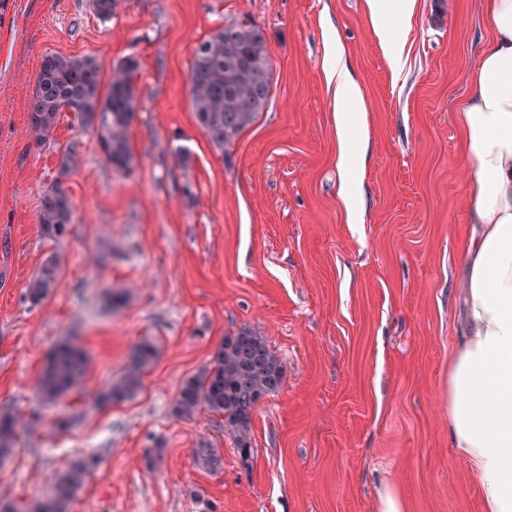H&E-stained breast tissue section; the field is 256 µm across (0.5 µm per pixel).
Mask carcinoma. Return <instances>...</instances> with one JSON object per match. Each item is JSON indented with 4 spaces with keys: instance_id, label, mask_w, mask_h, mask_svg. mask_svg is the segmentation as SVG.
I'll return each instance as SVG.
<instances>
[{
    "instance_id": "obj_1",
    "label": "carcinoma",
    "mask_w": 512,
    "mask_h": 512,
    "mask_svg": "<svg viewBox=\"0 0 512 512\" xmlns=\"http://www.w3.org/2000/svg\"><path fill=\"white\" fill-rule=\"evenodd\" d=\"M94 14L110 20L121 0H89ZM138 61L127 57L111 72L107 93L101 94V70L95 58L71 57L49 52L43 56L35 91L28 107L30 138L42 144L53 138L61 113L70 110L80 134L96 136L103 159L112 169L129 174L135 167L128 130L134 116V72ZM272 67L266 39L247 16L224 24L197 42L189 75V96L195 118L212 146L220 153L231 149L243 132L267 111L271 100ZM81 142L73 140L63 153L62 165H78ZM74 204L65 189L56 185L40 200L38 224L41 236L60 242L69 233ZM60 260L47 256L28 282L25 297L36 306L60 285ZM158 358L155 343L144 338L136 343L121 376L107 380L100 389L83 393L95 407L132 399L144 373ZM90 358L73 336H64L47 351L37 383L40 404L58 408L79 388ZM284 380L281 361L269 349L265 337L247 328L224 337L207 366L186 380L174 404L178 417L189 418L204 408L224 416L241 456H250L252 418L258 401L277 392ZM39 412L24 416L10 406H0V466L13 455L23 433L38 430ZM195 457L205 467L218 470L223 459L206 442ZM97 467V458L85 455L57 473L42 495L26 512H69V505Z\"/></svg>"
}]
</instances>
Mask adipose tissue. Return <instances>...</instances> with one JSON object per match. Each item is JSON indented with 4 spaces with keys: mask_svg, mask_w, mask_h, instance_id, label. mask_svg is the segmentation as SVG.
Masks as SVG:
<instances>
[{
    "mask_svg": "<svg viewBox=\"0 0 512 512\" xmlns=\"http://www.w3.org/2000/svg\"><path fill=\"white\" fill-rule=\"evenodd\" d=\"M417 0H364V11L392 71L404 49L388 13L410 17ZM491 33L471 71V94L460 116L473 176L469 218L475 229L464 258L468 331L448 361V444L480 487L484 512H512V0H484ZM325 79L336 104L339 167L346 196L358 188L364 153L351 146L350 118L366 106L341 42Z\"/></svg>",
    "mask_w": 512,
    "mask_h": 512,
    "instance_id": "ef3b65f1",
    "label": "adipose tissue"
}]
</instances>
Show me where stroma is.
<instances>
[{"label": "stroma", "instance_id": "1", "mask_svg": "<svg viewBox=\"0 0 512 512\" xmlns=\"http://www.w3.org/2000/svg\"><path fill=\"white\" fill-rule=\"evenodd\" d=\"M249 16L272 63L271 104L227 153L198 125L188 94L194 49ZM482 0H419L389 17L404 46L393 75L362 0H123L99 20L88 0H0V404L29 414L45 353L77 336L92 363L84 387L120 376L152 338L157 362L138 395L78 417L43 412L0 467V496L20 512L70 460L99 459L71 512H378L394 488L407 512H482L467 464L448 446V358L465 324L462 260L472 176L459 112L490 37ZM340 39L367 106V146L348 223L337 168L335 103L323 73ZM97 57L103 77L137 59L132 175L63 113L52 141L28 137L42 57ZM81 160L62 172L73 138ZM187 164H180L179 155ZM63 187L70 232L44 240L42 194ZM57 254L61 282L24 298ZM126 304L111 309L109 291ZM264 336L285 375L252 420L241 458L222 416L172 408L221 339ZM209 442L224 460L195 458Z\"/></svg>", "mask_w": 512, "mask_h": 512}]
</instances>
